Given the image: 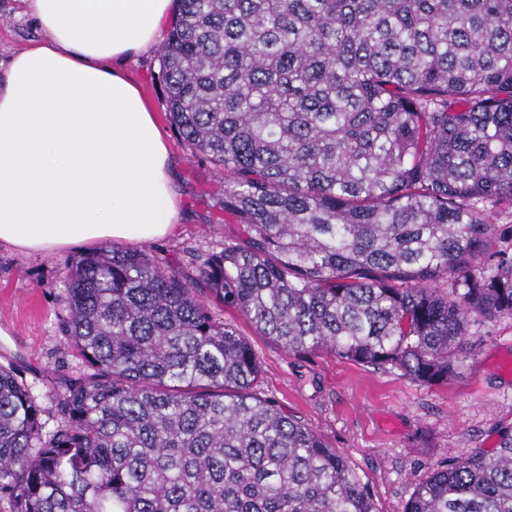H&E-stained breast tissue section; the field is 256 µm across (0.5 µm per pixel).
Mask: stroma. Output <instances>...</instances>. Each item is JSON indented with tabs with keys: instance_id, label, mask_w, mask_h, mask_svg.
<instances>
[{
	"instance_id": "35a3bbf8",
	"label": "stroma",
	"mask_w": 512,
	"mask_h": 512,
	"mask_svg": "<svg viewBox=\"0 0 512 512\" xmlns=\"http://www.w3.org/2000/svg\"><path fill=\"white\" fill-rule=\"evenodd\" d=\"M41 36L18 0H0V61ZM175 164L180 217L149 250L175 269L191 270L190 249L222 246L238 226L224 214V173L186 147L166 115L159 51L127 61ZM25 255L0 246V366L13 370L46 409L63 379L81 366L59 324L66 313L65 265L83 254ZM216 315L245 336L261 363L254 396L273 401L343 456L373 495L375 512H404L433 470L473 450H491L512 423V318L470 325L471 355L448 384L425 386L396 370H373L318 352L294 355L259 335L237 313Z\"/></svg>"
}]
</instances>
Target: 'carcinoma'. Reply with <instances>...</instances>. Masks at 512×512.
I'll list each match as a JSON object with an SVG mask.
<instances>
[{"label": "carcinoma", "mask_w": 512, "mask_h": 512, "mask_svg": "<svg viewBox=\"0 0 512 512\" xmlns=\"http://www.w3.org/2000/svg\"><path fill=\"white\" fill-rule=\"evenodd\" d=\"M169 120L231 178L240 225L195 274L144 249L71 263L62 332L91 367L58 424L0 367L10 512H374L336 449L252 386L246 337L448 383L472 320L512 317V0H176ZM406 512H512V425Z\"/></svg>", "instance_id": "1"}]
</instances>
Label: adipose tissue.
<instances>
[{
    "label": "adipose tissue",
    "instance_id": "obj_1",
    "mask_svg": "<svg viewBox=\"0 0 512 512\" xmlns=\"http://www.w3.org/2000/svg\"><path fill=\"white\" fill-rule=\"evenodd\" d=\"M41 41L0 70V246L148 242L178 218L173 159L118 63L157 44L171 0H24Z\"/></svg>",
    "mask_w": 512,
    "mask_h": 512
}]
</instances>
